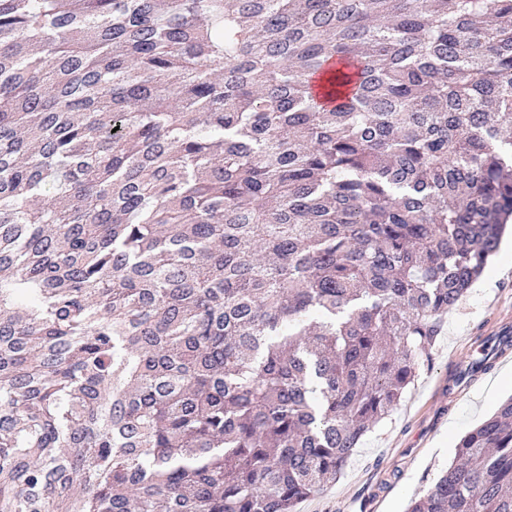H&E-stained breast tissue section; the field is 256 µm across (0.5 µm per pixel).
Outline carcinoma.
I'll list each match as a JSON object with an SVG mask.
<instances>
[{"instance_id": "cac0c4a2", "label": "carcinoma", "mask_w": 512, "mask_h": 512, "mask_svg": "<svg viewBox=\"0 0 512 512\" xmlns=\"http://www.w3.org/2000/svg\"><path fill=\"white\" fill-rule=\"evenodd\" d=\"M511 218L512 0H0V512H295Z\"/></svg>"}]
</instances>
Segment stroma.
<instances>
[{
    "instance_id": "obj_1",
    "label": "stroma",
    "mask_w": 512,
    "mask_h": 512,
    "mask_svg": "<svg viewBox=\"0 0 512 512\" xmlns=\"http://www.w3.org/2000/svg\"><path fill=\"white\" fill-rule=\"evenodd\" d=\"M512 328V248L501 245L448 315L429 363L394 412L362 440L339 480L305 498L297 512H407L451 465L461 437L512 395V348L491 370L450 387L480 340Z\"/></svg>"
}]
</instances>
